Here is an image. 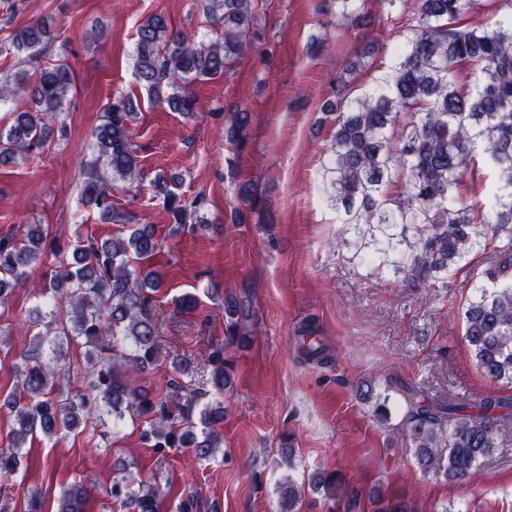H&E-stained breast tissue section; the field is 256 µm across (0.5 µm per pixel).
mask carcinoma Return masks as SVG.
<instances>
[{"label": "carcinoma", "instance_id": "cac0c4a2", "mask_svg": "<svg viewBox=\"0 0 512 512\" xmlns=\"http://www.w3.org/2000/svg\"><path fill=\"white\" fill-rule=\"evenodd\" d=\"M474 0H405L409 36L399 49L394 73L370 93L345 104L342 93L326 102L336 113L325 169L331 201L343 223L357 231L368 224L373 237L368 261L381 272L389 267L411 284L445 280L469 263L479 250L492 249L493 264L476 273L473 297L464 311L465 339L484 375L512 383V13L486 26L470 28L463 15ZM212 20L220 35L195 44L170 32L159 14L137 30L136 75L155 100L171 112L190 115L195 98L177 86L191 80L221 78L239 57L253 29L252 0H215ZM56 38L45 20L13 30L10 43L18 52L38 55ZM462 65L475 68V78L458 87ZM73 86L66 65L43 69L30 85L32 106L18 108L0 129V164L18 154L40 150L52 128L49 117L60 111ZM138 101L118 96L106 104L94 128L96 157L86 164L85 202L113 219L112 179L140 176L129 121ZM251 122L248 112H235L224 128L232 144L242 143ZM483 155L503 173L492 202L477 212L456 194L462 174ZM400 182L403 191L392 195ZM156 194L176 224H185L206 204L187 202L160 175ZM47 232L30 224L16 237H0V305L46 254L54 257V276L41 292L45 310H36L33 337L16 372L18 388L0 401L14 416L11 444L0 448V474H14L20 455L32 441H48L78 430L107 435L126 420L143 425L141 436L158 453L191 448L208 460L223 444L215 424L224 420V405L208 404L194 418L180 404L186 385L178 380L157 393L144 376L160 359L159 319L153 294L163 278L148 264L160 250L154 229L142 225L128 239L94 237L75 240L71 251L56 245L45 251ZM143 265L129 269V257ZM224 342L209 359L208 384L217 393L233 387V367L224 358L229 346L253 342L251 294L224 295ZM85 346L86 364L71 362L69 349ZM296 350L307 363H323L327 346L314 323L296 336ZM405 411L400 420L426 470L439 451L448 449L443 477L461 482L496 448L499 422L512 415V396L481 399L477 412L450 399L437 402L414 386L400 389ZM107 489L110 502L126 512H158L159 487L128 473ZM336 502L343 495L339 474L316 471L307 483L292 476L279 487V512H296L305 489ZM87 491L77 483L62 491L57 512H84Z\"/></svg>", "mask_w": 512, "mask_h": 512}]
</instances>
